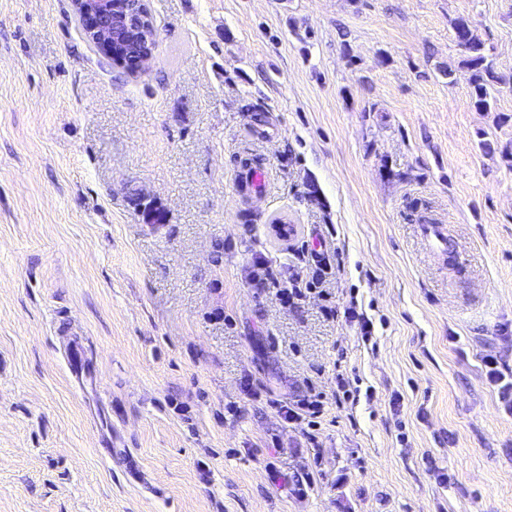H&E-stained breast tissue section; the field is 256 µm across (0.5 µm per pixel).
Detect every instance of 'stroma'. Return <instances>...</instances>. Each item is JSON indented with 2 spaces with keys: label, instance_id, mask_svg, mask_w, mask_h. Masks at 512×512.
Listing matches in <instances>:
<instances>
[{
  "label": "stroma",
  "instance_id": "obj_1",
  "mask_svg": "<svg viewBox=\"0 0 512 512\" xmlns=\"http://www.w3.org/2000/svg\"><path fill=\"white\" fill-rule=\"evenodd\" d=\"M147 3L130 75L0 0V512H512V0ZM323 246L330 300L254 286ZM455 35H459L464 42V59L462 68L470 73L469 82L473 87V105L479 112L491 110L494 99L493 92L500 82L491 61L485 54L484 45L475 35L472 22L464 17L454 20ZM500 365L501 363L496 356L486 355L483 358L486 378L491 383L499 386V401L506 412L512 413V373L510 371V381H506L507 375ZM322 393L313 396V399L306 397L302 400L293 401L292 403L285 402L284 404L278 403L279 412L282 418L288 423L292 424L295 428H299L308 438H314L310 430H317L320 426V421L315 419L321 418L324 414V403L322 400Z\"/></svg>",
  "mask_w": 512,
  "mask_h": 512
}]
</instances>
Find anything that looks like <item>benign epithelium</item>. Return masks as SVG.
<instances>
[{
  "label": "benign epithelium",
  "mask_w": 512,
  "mask_h": 512,
  "mask_svg": "<svg viewBox=\"0 0 512 512\" xmlns=\"http://www.w3.org/2000/svg\"><path fill=\"white\" fill-rule=\"evenodd\" d=\"M84 37L109 63L143 70L159 47L151 16L134 10L128 0H72Z\"/></svg>",
  "instance_id": "1"
}]
</instances>
